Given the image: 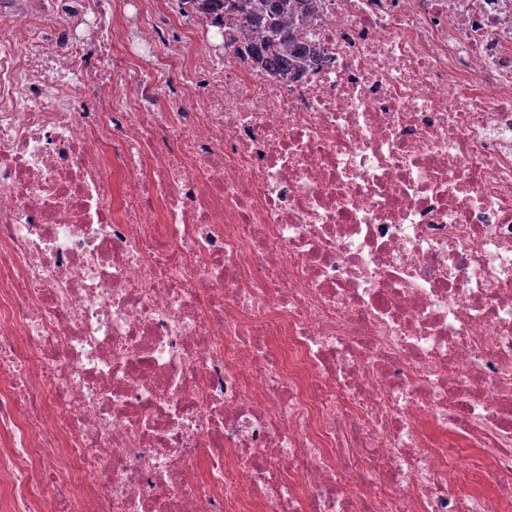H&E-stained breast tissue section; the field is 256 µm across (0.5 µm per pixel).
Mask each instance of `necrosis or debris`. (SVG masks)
<instances>
[{"label": "necrosis or debris", "mask_w": 512, "mask_h": 512, "mask_svg": "<svg viewBox=\"0 0 512 512\" xmlns=\"http://www.w3.org/2000/svg\"><path fill=\"white\" fill-rule=\"evenodd\" d=\"M316 3L0 0V512H512V0ZM206 14L224 9L232 10L249 32L258 57L268 59L288 77L304 69L310 59L307 48L291 32L299 17L301 20L314 9L312 0H191ZM225 7V8H224ZM288 20V24L286 23Z\"/></svg>", "instance_id": "4bbe7bcc"}]
</instances>
